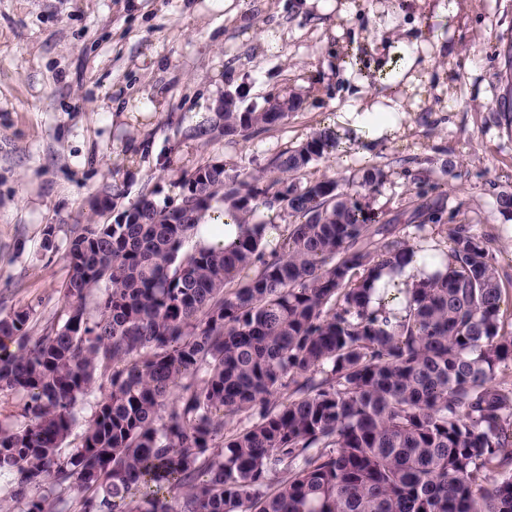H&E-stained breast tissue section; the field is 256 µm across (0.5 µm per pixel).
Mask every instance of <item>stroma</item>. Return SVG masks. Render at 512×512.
<instances>
[{
	"label": "stroma",
	"instance_id": "35a3bbf8",
	"mask_svg": "<svg viewBox=\"0 0 512 512\" xmlns=\"http://www.w3.org/2000/svg\"><path fill=\"white\" fill-rule=\"evenodd\" d=\"M0 0V312L29 308L35 327L64 306L70 238L103 188L119 208L141 194L178 201L182 171L208 161L245 170L329 126L342 150L304 176L384 170L376 207L406 232L422 200L467 224L493 254L512 324V127L498 51L512 0ZM416 48L406 70L408 48ZM298 94L269 131H212L216 104ZM362 102L396 105L394 133L370 141L343 120ZM115 213L99 217L114 223Z\"/></svg>",
	"mask_w": 512,
	"mask_h": 512
}]
</instances>
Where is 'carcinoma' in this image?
<instances>
[{
    "instance_id": "1",
    "label": "carcinoma",
    "mask_w": 512,
    "mask_h": 512,
    "mask_svg": "<svg viewBox=\"0 0 512 512\" xmlns=\"http://www.w3.org/2000/svg\"><path fill=\"white\" fill-rule=\"evenodd\" d=\"M500 55L512 122V40ZM297 107L282 96L213 129L260 133ZM339 147L324 127L267 171L182 172L178 204L146 193L138 221L75 233L57 321L0 317V391L23 395L25 420L0 424V477L24 512H512L495 259L467 224L445 246L424 224L394 236L362 193L385 179L374 165L357 184L303 180ZM215 199L245 232L184 248ZM415 212L440 222L435 201ZM416 260L443 270L374 288Z\"/></svg>"
}]
</instances>
